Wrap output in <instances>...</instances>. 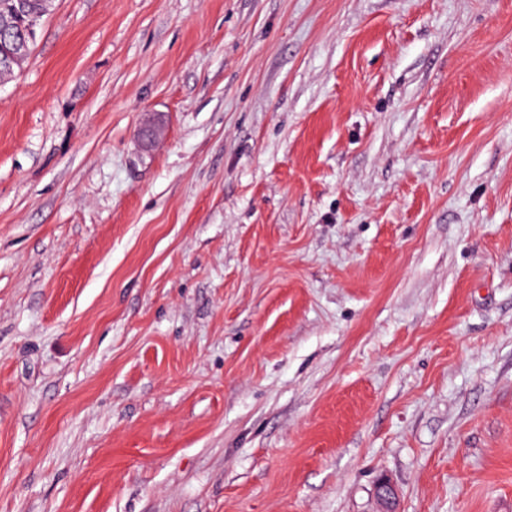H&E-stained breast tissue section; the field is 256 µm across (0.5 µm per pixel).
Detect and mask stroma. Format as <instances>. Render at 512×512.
<instances>
[{"label":"stroma","mask_w":512,"mask_h":512,"mask_svg":"<svg viewBox=\"0 0 512 512\" xmlns=\"http://www.w3.org/2000/svg\"><path fill=\"white\" fill-rule=\"evenodd\" d=\"M383 476L512 512V0H55L0 85V512Z\"/></svg>","instance_id":"stroma-1"}]
</instances>
